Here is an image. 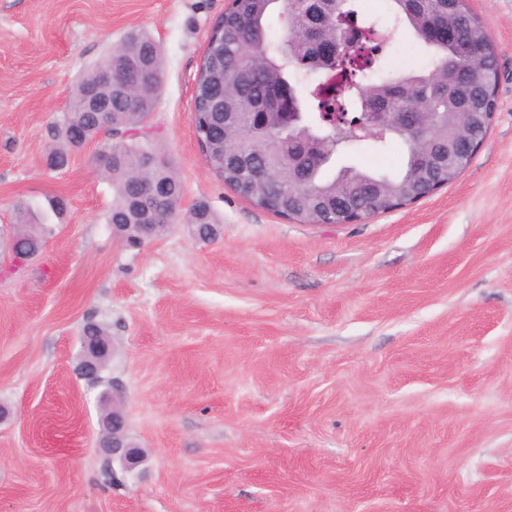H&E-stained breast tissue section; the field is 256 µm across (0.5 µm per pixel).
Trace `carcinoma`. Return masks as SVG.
I'll return each instance as SVG.
<instances>
[{"label": "carcinoma", "instance_id": "obj_1", "mask_svg": "<svg viewBox=\"0 0 512 512\" xmlns=\"http://www.w3.org/2000/svg\"><path fill=\"white\" fill-rule=\"evenodd\" d=\"M408 9L410 4L406 0H386L383 13L365 17L357 0H338L326 32L334 30L336 22L345 21L361 28L362 34L358 44L343 52L338 61L342 82L320 91L316 80L303 77L307 69L304 43L308 38L305 7L295 2L286 9L283 0H234L232 11L220 16L221 43L207 45L202 55L194 94L195 135L210 146L220 145L224 182L239 187L243 197L256 206H276L290 200L302 210L321 215L324 214L321 204L336 198L338 191L355 194L374 186L389 194L397 186L411 184L416 169L426 163L433 145L428 141L413 144L399 127L385 132L373 143L379 150L392 145L401 148L403 157L396 171L357 165L338 168L336 150L329 148V164L315 169L304 187L288 182V175L284 174L288 162L296 156L299 128L290 129L271 117L264 133L245 135L254 113L267 105L277 87L288 82L298 87V111L303 113L301 126L318 131L326 112L336 113V127L342 130L360 123L362 93L386 96L398 90L405 78L417 80L420 76L417 71L395 78L385 74L388 47L375 38L374 31L391 25L419 43L420 27L447 18V3L421 0L414 12ZM458 20L470 32H488L487 24L468 7L463 8ZM274 21L286 30L294 29L297 38L287 45L270 42L268 31ZM261 44L266 54L260 58ZM108 69L113 74L110 89L99 85L101 73ZM481 73L472 93L488 97V111L492 112L498 79L496 50H490ZM162 78L160 45L147 31L132 28L112 51L84 73L73 89L68 109L52 126L55 146L47 156L50 165L69 163L71 153L80 148L68 135L73 127L82 128L89 140L101 128H107L112 142L105 150L112 153V165L104 175L112 182L113 191L107 223L125 237L127 244L140 241L146 234L142 223L147 221L148 205L141 202L137 193L142 183L158 184L160 197L169 211V221L155 225L152 237L164 235L179 215L182 181L170 157L160 148L159 135L141 131V124L155 107ZM90 89L112 100V112L103 122L99 113L84 111L83 99ZM419 96L426 108L454 111L448 96V77L443 74L421 85ZM183 221L194 239L211 242L217 238L213 230L220 229V220L207 203L192 204ZM52 233L53 225L37 223L35 214L21 208L18 223L13 225L12 247L26 254L35 244L46 243Z\"/></svg>", "mask_w": 512, "mask_h": 512}]
</instances>
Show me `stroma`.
Here are the masks:
<instances>
[{
	"mask_svg": "<svg viewBox=\"0 0 512 512\" xmlns=\"http://www.w3.org/2000/svg\"><path fill=\"white\" fill-rule=\"evenodd\" d=\"M497 53L493 123L432 195L365 224H304L212 171L194 78L225 0H0V233L15 207L67 209L43 252L0 256V512H512V0H468ZM165 68L150 124L222 219L138 250L106 215V134L46 165L82 73L131 28ZM105 323L127 435L97 446L76 366ZM120 421L125 429V416L121 411L106 412L100 419V438L98 447L112 460L118 459L124 469L133 471L143 461V452L135 444L128 443L114 432V425Z\"/></svg>",
	"mask_w": 512,
	"mask_h": 512,
	"instance_id": "1",
	"label": "stroma"
}]
</instances>
